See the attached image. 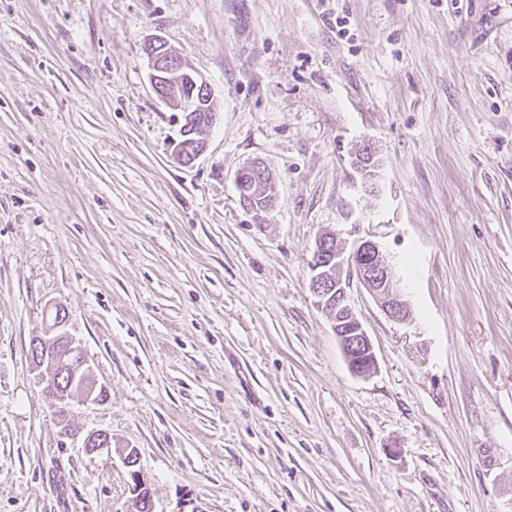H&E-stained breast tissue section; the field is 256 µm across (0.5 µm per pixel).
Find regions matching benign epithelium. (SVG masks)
I'll return each instance as SVG.
<instances>
[{
	"mask_svg": "<svg viewBox=\"0 0 512 512\" xmlns=\"http://www.w3.org/2000/svg\"><path fill=\"white\" fill-rule=\"evenodd\" d=\"M145 54L151 69V84L159 99L184 114L185 126L172 145V158L179 165L189 166L207 150L205 134L220 116L212 92L162 37L148 39ZM236 184L243 203L253 210L257 209L258 199H265L266 209L277 200V190L270 189L275 184L273 175L260 160L240 169ZM327 237L329 234H322L315 241L309 264V288L318 309L332 322L349 369L355 376L365 378L376 368L377 359L370 337L348 303L347 288L353 282L365 288L382 311L396 321L406 320L409 308L398 290L386 255L376 242L361 239L348 250L338 241L336 250L329 252ZM343 271L347 272L345 278L341 276ZM64 324L59 316L44 325L42 333L34 338L32 361L54 409L60 433L81 437L85 453L96 455L112 448V436L105 430L80 434L70 423L72 401L78 396L87 404L101 405L107 399V390L94 379L83 348L62 332ZM65 373L70 378L68 386H54V381Z\"/></svg>",
	"mask_w": 512,
	"mask_h": 512,
	"instance_id": "obj_1",
	"label": "benign epithelium"
}]
</instances>
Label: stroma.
I'll list each match as a JSON object with an SVG mask.
<instances>
[{"mask_svg": "<svg viewBox=\"0 0 512 512\" xmlns=\"http://www.w3.org/2000/svg\"><path fill=\"white\" fill-rule=\"evenodd\" d=\"M155 35L220 113L188 167ZM327 230L410 309L349 288L366 378L309 288ZM55 305L111 454L29 359ZM129 448L154 512H512V0H0V512H130ZM260 174V179L256 181L246 180L245 176ZM236 184L239 186L241 192V199L243 203L253 210L261 211L271 207L277 200V190L272 173L266 165L256 160L240 169L236 176ZM272 184V192H270V185ZM265 187V188H264ZM262 192V194H261ZM265 198L263 207L259 208L255 205L256 199ZM81 448L87 455H96L112 448V436L104 430H96L81 436Z\"/></svg>", "mask_w": 512, "mask_h": 512, "instance_id": "35a3bbf8", "label": "stroma"}]
</instances>
